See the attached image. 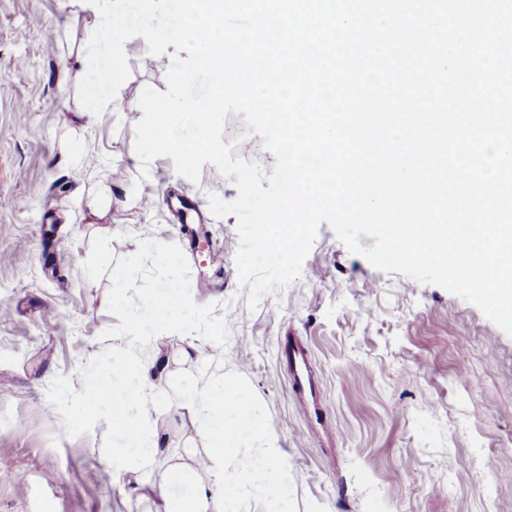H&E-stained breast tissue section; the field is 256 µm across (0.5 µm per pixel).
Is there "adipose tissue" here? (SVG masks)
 Returning <instances> with one entry per match:
<instances>
[{"label": "adipose tissue", "mask_w": 512, "mask_h": 512, "mask_svg": "<svg viewBox=\"0 0 512 512\" xmlns=\"http://www.w3.org/2000/svg\"><path fill=\"white\" fill-rule=\"evenodd\" d=\"M112 382L125 385V398L109 403L92 392L83 397L82 408L103 414L118 441L114 470L161 471L170 490L156 512H244L253 499L262 501L263 512H288L292 482L278 430L246 401L236 380L225 377L191 389L190 405L207 453L201 476L168 465L159 433L149 428L150 411L164 393L153 389L147 368L123 354L112 362Z\"/></svg>", "instance_id": "ef3b65f1"}]
</instances>
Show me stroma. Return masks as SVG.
Returning a JSON list of instances; mask_svg holds the SVG:
<instances>
[{
	"mask_svg": "<svg viewBox=\"0 0 512 512\" xmlns=\"http://www.w3.org/2000/svg\"><path fill=\"white\" fill-rule=\"evenodd\" d=\"M99 23L73 0H0V512H148L159 475L112 471L104 423L72 437L47 391L60 375L82 391L81 366L127 338L101 339L117 258L139 240L181 242L204 221L224 269L185 248L190 291L215 304L223 350L167 334L141 357L166 398L151 416L171 462L205 457L182 381L230 374L280 434L294 481L291 512H512V336L443 288L371 266L321 224L298 279L249 307L239 282L237 218L214 217L232 179L204 164L198 181L168 157L142 167L134 127L143 88L167 91L171 54L127 41L131 69L115 100L89 116L78 98L76 53ZM234 156L272 172L263 139L228 114ZM112 202L89 205L98 185ZM303 336L336 429L321 445L279 377L277 344ZM481 481H472L473 467Z\"/></svg>",
	"mask_w": 512,
	"mask_h": 512,
	"instance_id": "35a3bbf8",
	"label": "stroma"
}]
</instances>
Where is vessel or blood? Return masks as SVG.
Instances as JSON below:
<instances>
[{
  "label": "vessel or blood",
  "mask_w": 512,
  "mask_h": 512,
  "mask_svg": "<svg viewBox=\"0 0 512 512\" xmlns=\"http://www.w3.org/2000/svg\"><path fill=\"white\" fill-rule=\"evenodd\" d=\"M278 350L308 431L320 437L332 436L334 427L321 403L313 360L302 339L280 337Z\"/></svg>",
  "instance_id": "1"
}]
</instances>
